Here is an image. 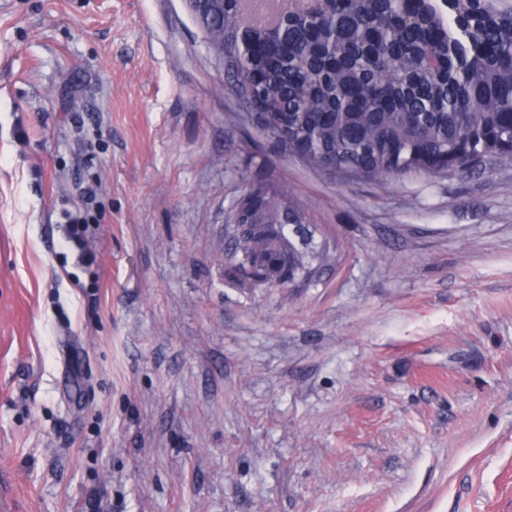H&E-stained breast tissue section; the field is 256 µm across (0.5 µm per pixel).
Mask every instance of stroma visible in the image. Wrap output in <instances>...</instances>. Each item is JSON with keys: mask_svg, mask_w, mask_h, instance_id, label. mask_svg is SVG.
Returning <instances> with one entry per match:
<instances>
[{"mask_svg": "<svg viewBox=\"0 0 512 512\" xmlns=\"http://www.w3.org/2000/svg\"><path fill=\"white\" fill-rule=\"evenodd\" d=\"M0 512H512V167L315 170L183 0H0ZM237 221L234 213L233 224L225 225V233L232 239L239 237L243 230V225L248 224H266L264 234L279 235L281 231L280 224H292L288 213L281 210L279 203L274 195L266 192L262 186H253L245 191L242 198L237 202ZM262 232L257 231L256 225L246 229L240 238L233 243L229 253L224 254V262L228 263L242 278L243 285L247 284L256 287L257 281H249L243 276L242 268L244 265H238L239 256L245 260L249 255H267L269 258L276 257L282 243L278 238L268 237ZM245 255V256H244ZM306 257L307 253L298 249L292 242V249L290 252L291 275L289 272L284 270L279 277L268 280L262 285L284 287L293 280L292 277L295 278L299 272H303L307 269Z\"/></svg>", "mask_w": 512, "mask_h": 512, "instance_id": "obj_1", "label": "stroma"}]
</instances>
